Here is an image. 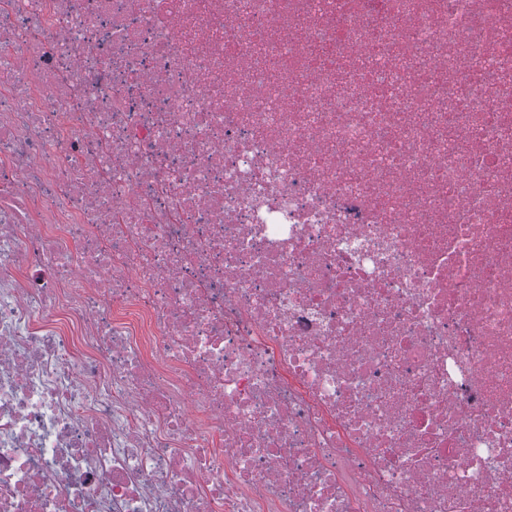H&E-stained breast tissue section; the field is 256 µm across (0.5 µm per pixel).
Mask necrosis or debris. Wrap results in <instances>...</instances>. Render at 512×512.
<instances>
[{"mask_svg": "<svg viewBox=\"0 0 512 512\" xmlns=\"http://www.w3.org/2000/svg\"><path fill=\"white\" fill-rule=\"evenodd\" d=\"M0 512H512V0H0Z\"/></svg>", "mask_w": 512, "mask_h": 512, "instance_id": "obj_1", "label": "necrosis or debris"}]
</instances>
